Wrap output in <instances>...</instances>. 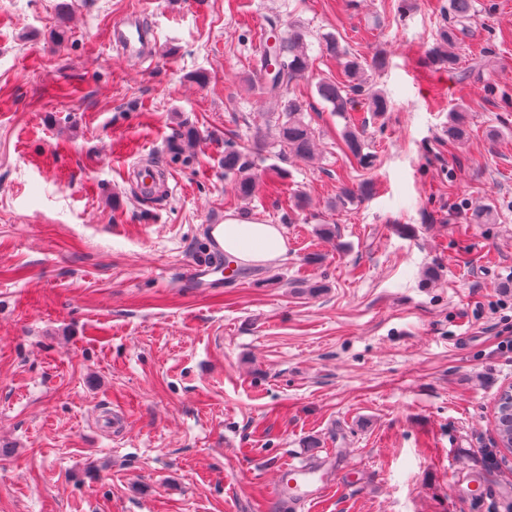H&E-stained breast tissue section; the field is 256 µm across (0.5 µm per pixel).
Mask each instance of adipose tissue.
Wrapping results in <instances>:
<instances>
[{
    "label": "adipose tissue",
    "instance_id": "obj_1",
    "mask_svg": "<svg viewBox=\"0 0 512 512\" xmlns=\"http://www.w3.org/2000/svg\"><path fill=\"white\" fill-rule=\"evenodd\" d=\"M225 254L249 264L273 265L288 251L283 227L226 214L220 226Z\"/></svg>",
    "mask_w": 512,
    "mask_h": 512
}]
</instances>
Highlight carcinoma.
I'll return each mask as SVG.
<instances>
[{"label": "carcinoma", "mask_w": 512, "mask_h": 512, "mask_svg": "<svg viewBox=\"0 0 512 512\" xmlns=\"http://www.w3.org/2000/svg\"><path fill=\"white\" fill-rule=\"evenodd\" d=\"M454 24L439 33L438 42L429 52V60L435 64L448 66L454 70L462 57L463 47L458 26L471 17V0H452ZM267 37H275V44H264L256 61L263 83V94L275 103L281 104V110L275 117L277 123V142L290 154L310 161L315 156V134L311 126L304 121L302 97L295 94L297 84L310 68L305 34L300 29H293L288 36L278 35L279 18L271 16L266 19ZM327 54L338 61L341 75L334 78H322L317 84L320 96L329 102L335 111L346 112L354 104L353 96H361L366 91V68L382 70L387 59L375 56L367 62L343 49L338 40L330 38L325 42ZM466 108L458 105L450 111L448 117V142L463 144L469 136V126L465 117ZM197 141L194 130L180 126L176 128L168 142L170 159L188 163L191 156L185 154V147ZM224 175L235 182L237 196L250 198L257 186L258 174L253 162L232 143L224 145ZM495 433L503 446L512 448V403L507 397L499 395Z\"/></svg>", "instance_id": "carcinoma-1"}]
</instances>
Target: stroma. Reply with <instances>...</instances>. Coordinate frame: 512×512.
<instances>
[{"label": "stroma", "instance_id": "1", "mask_svg": "<svg viewBox=\"0 0 512 512\" xmlns=\"http://www.w3.org/2000/svg\"><path fill=\"white\" fill-rule=\"evenodd\" d=\"M131 12L152 22L154 61L110 43ZM449 13L450 0H0V512H512V453L493 445L512 385L497 348L512 337V0H473L458 73L426 64ZM271 15L304 31L313 62L299 82L311 162L281 152L252 74ZM329 36L365 60L388 53L367 78L389 112L318 95L340 70ZM458 103L470 139L454 147ZM181 124L201 136L193 160L167 162L164 201L141 200L134 170L165 159ZM228 138L257 163L251 199L224 178ZM483 204L493 223H471ZM229 211L282 225L288 251L196 287L204 227ZM312 454L329 494L271 500L282 466Z\"/></svg>", "mask_w": 512, "mask_h": 512}]
</instances>
